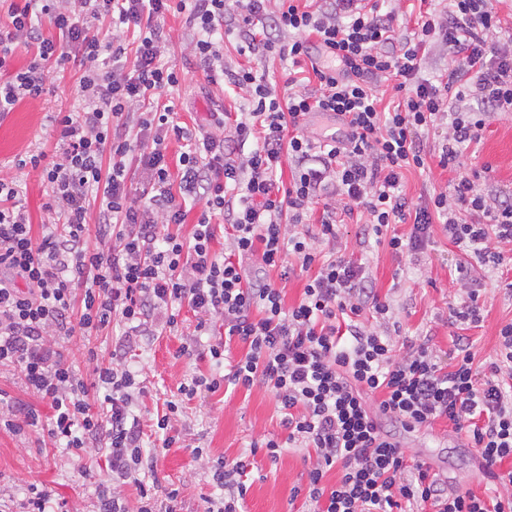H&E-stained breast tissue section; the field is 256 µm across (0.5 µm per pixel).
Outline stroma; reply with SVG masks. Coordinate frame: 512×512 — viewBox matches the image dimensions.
I'll return each instance as SVG.
<instances>
[{"mask_svg":"<svg viewBox=\"0 0 512 512\" xmlns=\"http://www.w3.org/2000/svg\"><path fill=\"white\" fill-rule=\"evenodd\" d=\"M164 28L173 41L170 59L182 74L171 95L177 106L178 121L188 126H208L211 115L224 112L235 115L244 108L243 100L226 95L222 86L209 83L191 56L192 37L179 15H167ZM81 73L68 65L49 83L41 97L19 103L13 112L0 117V174L17 176L22 186L21 202L31 215L35 235H42L45 215L41 209L46 188L41 173L32 168L16 169L19 155L39 150L52 151L58 139L52 116L71 109ZM467 163L472 168H488L482 186L488 190L512 187V118L492 115L486 121L480 144L471 146ZM323 254L340 250L345 257L362 263L375 280L381 294L392 306V324L400 336L417 342L429 340L438 353L453 349L457 336L468 337L479 363L495 361L499 350L498 331L512 322V294L504 288L500 270L476 265L471 276L485 304L481 326L460 330L453 324L449 309L459 304L460 294L454 283L456 268L465 257L442 232L415 254H394L375 240L364 239L361 227L345 219L336 227L335 242L321 239L316 243ZM196 319L190 308H182L177 330L159 336H147L133 344L126 362L138 371L146 386L136 413L147 433L146 445L158 442L150 427L164 402L176 394L183 378L193 373L213 374L217 368L209 359L179 355L182 343L191 339ZM122 327L108 328L89 335H75L63 355L84 380H92L93 366L86 353L95 350L104 364H111ZM0 402L17 403L35 410L37 426L15 434L0 429V488L7 499L0 507L10 508L12 501L26 496L30 485L50 491L53 498L67 500L72 512H92L97 489L107 479L105 460L100 456L76 458L57 448L47 433L52 410L46 403L27 393L17 371L0 367ZM176 428L181 444L163 451L157 461L160 489L170 487L180 492L182 512H204L208 498L217 496L205 467L206 460L234 459L253 455V483L247 493L244 512H302L301 501L291 498V489L308 466V452L286 447L277 461L264 454H251L250 445L275 436L286 439L281 414L272 392L263 388L218 390L198 389L184 401ZM391 433L400 439L409 455L426 460L433 473L449 486L469 488L483 494L488 483L478 469V461L465 436L452 433L445 422L433 428L407 432L390 424Z\"/></svg>","mask_w":512,"mask_h":512,"instance_id":"stroma-1","label":"stroma"}]
</instances>
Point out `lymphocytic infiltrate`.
Returning a JSON list of instances; mask_svg holds the SVG:
<instances>
[{"label":"lymphocytic infiltrate","instance_id":"lymphocytic-infiltrate-1","mask_svg":"<svg viewBox=\"0 0 512 512\" xmlns=\"http://www.w3.org/2000/svg\"><path fill=\"white\" fill-rule=\"evenodd\" d=\"M496 0H448L444 11L400 21L390 0H10L0 22V116L35 99L66 63L81 71L77 103L57 113L60 145L17 159L40 170L42 209L52 229L35 237L17 180L0 177V366L17 370L24 389L54 411L49 434L66 453L104 456L111 490L96 512H179L178 489L157 500L148 486L161 449L181 440L173 419L199 388L260 387L272 392L288 431L264 439L266 457L283 445L310 451L306 481L294 486L307 512H512V322L486 372L470 343L457 340L453 364L432 346L397 341L368 327L392 310L362 264L321 256L316 238L336 237L338 213H361L364 236L385 239L397 254L421 250L442 225L449 241L482 266L503 265L512 247V190L493 193L464 154L478 143L491 113L512 112V43L500 39ZM184 15L191 49L211 83L228 82L247 108L233 126L223 113L209 128L179 126L168 91L181 75L166 62L172 39L161 21ZM110 19L100 37L94 21ZM137 34L135 62L124 38ZM235 35L238 51L287 62L286 93L254 67L224 64L217 35ZM448 71L422 73L435 45ZM30 62L14 68L17 48ZM394 102L380 110L384 83ZM336 118L339 132L312 138L310 115ZM448 130L426 153L430 129ZM182 140L177 160L169 138ZM147 182L131 192V167ZM440 168L444 187L423 203L403 190L405 171ZM199 209L189 221L188 204ZM109 245L86 244L88 216ZM411 223L409 234L389 233ZM319 224L311 235L308 224ZM223 238L224 251L212 244ZM308 275L300 301L285 304L289 262ZM194 331L224 363L229 341L245 353L221 376L193 374L158 417L160 447L144 444L133 406L145 389L125 363L102 365L88 351L95 378L85 381L59 347L75 333L111 325L127 336L175 328L182 307ZM225 364V363H224ZM448 421L466 434L492 494L448 489L426 462L408 456L386 425L405 430ZM339 469L335 484L327 473ZM249 457L209 468L221 491L206 512H241L250 488Z\"/></svg>","mask_w":512,"mask_h":512}]
</instances>
